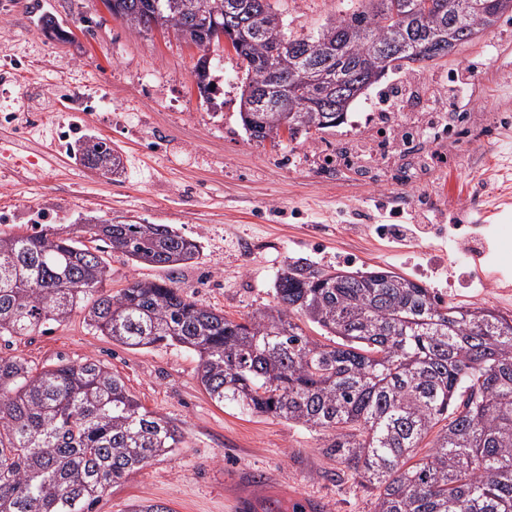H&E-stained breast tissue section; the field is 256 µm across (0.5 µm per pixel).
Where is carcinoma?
Returning a JSON list of instances; mask_svg holds the SVG:
<instances>
[{
  "mask_svg": "<svg viewBox=\"0 0 512 512\" xmlns=\"http://www.w3.org/2000/svg\"><path fill=\"white\" fill-rule=\"evenodd\" d=\"M367 0L317 30L293 36L270 0H105L128 28L152 17L204 55L210 41L188 19L214 18L244 68L240 104L264 87L265 108L240 111L256 140L285 128L336 126L351 103L390 71L443 53H398L448 39L470 44L512 11V0ZM307 64L342 78L341 99L296 79ZM82 162L125 166L112 143H80ZM97 246L53 224L0 231V339L60 325L76 310L95 332L128 349L178 346L199 357L198 382L218 405L322 433V451L374 490V512H512V316L446 302L386 269L353 272L296 261L275 279L276 304L235 321L171 281L133 280L112 293L105 254L179 267L200 245L168 224H85ZM318 326L324 340L305 334ZM429 449L417 457L428 436ZM99 361L33 372L0 352V512H93L112 485L182 443Z\"/></svg>",
  "mask_w": 512,
  "mask_h": 512,
  "instance_id": "cac0c4a2",
  "label": "carcinoma"
}]
</instances>
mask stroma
Wrapping results in <instances>:
<instances>
[{
	"mask_svg": "<svg viewBox=\"0 0 512 512\" xmlns=\"http://www.w3.org/2000/svg\"><path fill=\"white\" fill-rule=\"evenodd\" d=\"M289 32L309 33L352 0H272ZM53 18L65 39L49 37ZM199 50L170 31L137 32L104 0H0V230L24 231L47 213L80 233L93 219L168 224L202 247L197 263L175 270L111 258L112 290L140 279L174 280L198 303L237 320L274 305V281L301 259L324 268L394 270L444 300L512 315V13L478 42L440 65L388 75L350 107L348 120L312 138L280 144L252 139L240 115L243 71L229 45L212 47L210 95H201ZM474 70L453 106L452 134L404 157L379 147L374 118L383 92ZM94 96L77 115L70 90ZM79 119L81 137L111 141L124 174L98 176L76 144L54 135ZM376 150L370 169L324 163L327 154ZM445 160L404 182L403 167L431 153ZM410 223L402 240L379 224ZM12 353L37 368L108 362L148 410L183 434L180 448L112 486L94 512H128L152 500L172 512H236L254 497L262 512H373L374 497L346 466L320 451L313 430L233 404L216 405L200 386L196 355L175 346L131 350L86 326L82 313L52 330L15 339Z\"/></svg>",
	"mask_w": 512,
	"mask_h": 512,
	"instance_id": "obj_1",
	"label": "stroma"
}]
</instances>
